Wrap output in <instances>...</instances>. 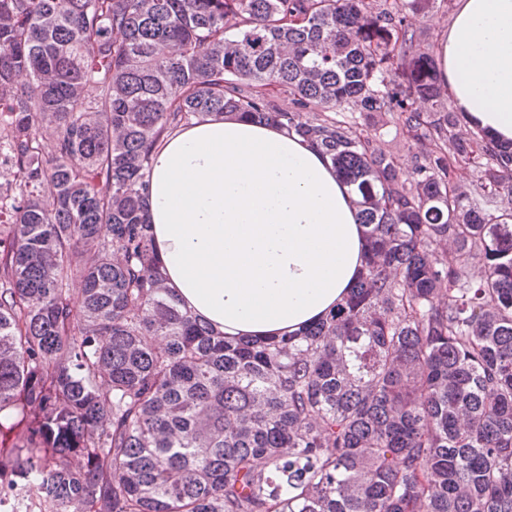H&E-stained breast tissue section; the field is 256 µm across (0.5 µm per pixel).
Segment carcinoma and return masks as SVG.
Returning <instances> with one entry per match:
<instances>
[{
    "label": "carcinoma",
    "instance_id": "obj_1",
    "mask_svg": "<svg viewBox=\"0 0 512 512\" xmlns=\"http://www.w3.org/2000/svg\"><path fill=\"white\" fill-rule=\"evenodd\" d=\"M429 2L0 0V512H512V146L445 106ZM208 116L359 198L363 272L298 332L228 338L164 282L152 152ZM376 127L380 132H385L384 140L389 144V148L394 152H397L402 159V162L405 159H413V152H409L406 148H403L405 144V137L402 135L401 131H398L396 134L395 120L390 116L386 115L376 123L371 122V128Z\"/></svg>",
    "mask_w": 512,
    "mask_h": 512
}]
</instances>
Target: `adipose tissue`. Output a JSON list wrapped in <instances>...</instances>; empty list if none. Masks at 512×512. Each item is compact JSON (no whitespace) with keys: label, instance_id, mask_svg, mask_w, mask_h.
Listing matches in <instances>:
<instances>
[{"label":"adipose tissue","instance_id":"1","mask_svg":"<svg viewBox=\"0 0 512 512\" xmlns=\"http://www.w3.org/2000/svg\"><path fill=\"white\" fill-rule=\"evenodd\" d=\"M435 66L471 128L512 141V0H456ZM148 180L167 285L224 335L297 332L355 282L365 244L356 197L296 134L207 117L165 136Z\"/></svg>","mask_w":512,"mask_h":512}]
</instances>
